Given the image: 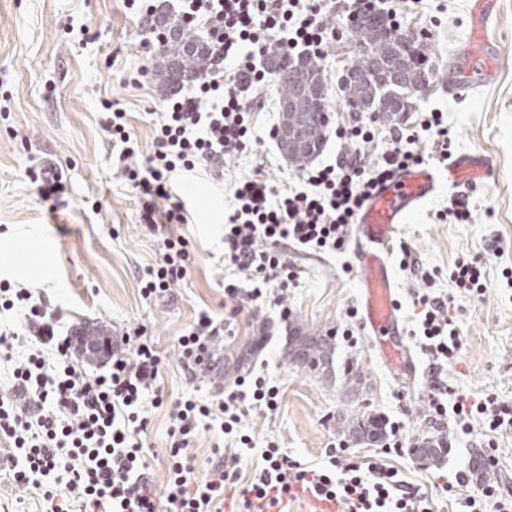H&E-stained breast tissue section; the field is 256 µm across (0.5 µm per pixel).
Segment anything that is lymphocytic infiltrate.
Wrapping results in <instances>:
<instances>
[{"mask_svg": "<svg viewBox=\"0 0 512 512\" xmlns=\"http://www.w3.org/2000/svg\"><path fill=\"white\" fill-rule=\"evenodd\" d=\"M410 0H182L180 22L194 30L207 51L203 75L187 93L168 95L152 120L153 141L140 156L123 109L104 112L100 124L112 141V166L135 192L139 221L160 234L162 258L146 268L144 299L171 293L188 275V240L177 234L189 210L176 178L199 169L224 175V161L242 157L256 139L247 102L271 74L264 65L273 53L288 60L306 55L321 61L335 38L328 19L335 9L347 18L382 17L400 31ZM433 138L437 166L448 163V129L443 114L417 113L407 124L387 130L384 147L374 157L339 153L335 162L301 166L298 186L279 187L260 175H243L229 184L230 212L224 224V266L231 274L224 294L231 314H238L237 279L253 282L251 300L262 288L288 289L297 281L283 250L295 245L317 252H344L358 209L377 182L400 168L424 164L421 133ZM422 348L433 360L450 359L460 347L459 331L448 315V302L433 293L416 295ZM0 311L17 315L39 352L16 363L8 393L0 397V438L11 447L6 460L17 483L42 491L45 512H71L80 501L83 512L110 503L112 512H224L227 482L242 477L240 457L216 464L198 476L185 455L204 420H219L222 434L247 446L251 439L239 425L248 408H278L280 390L261 376H243L216 401L191 397L176 401L169 432L168 478L162 493L147 480L148 464L141 435L146 427V400L161 404L153 393L162 358L141 328L125 330L117 348L86 372L77 354L80 328L61 329L42 293L26 284L0 282ZM223 326L199 313L178 339V366L186 379L211 369L213 343ZM428 406L436 419L453 416L469 433L473 415L490 430H512V405L491 397L469 403L447 382L433 381ZM327 463L311 468L271 444L253 466L243 491L245 512H283L295 490L340 504L341 512H430L424 496L383 464L346 461L344 448L326 450Z\"/></svg>", "mask_w": 512, "mask_h": 512, "instance_id": "obj_1", "label": "lymphocytic infiltrate"}]
</instances>
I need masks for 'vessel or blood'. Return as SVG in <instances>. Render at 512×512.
Returning a JSON list of instances; mask_svg holds the SVG:
<instances>
[{
    "mask_svg": "<svg viewBox=\"0 0 512 512\" xmlns=\"http://www.w3.org/2000/svg\"><path fill=\"white\" fill-rule=\"evenodd\" d=\"M498 13V0H468V34L456 46L440 78L453 95L467 96L496 79L501 55L495 33ZM492 173L489 157L476 151L449 156L444 169L407 167L380 180L357 212L353 242L362 324L372 348L397 377L414 378L417 367L405 343L401 307L394 297L391 254L395 236L441 188L458 193L484 182Z\"/></svg>",
    "mask_w": 512,
    "mask_h": 512,
    "instance_id": "b4317fda",
    "label": "vessel or blood"
}]
</instances>
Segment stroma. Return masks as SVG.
<instances>
[{"instance_id":"1","label":"stroma","mask_w":512,"mask_h":512,"mask_svg":"<svg viewBox=\"0 0 512 512\" xmlns=\"http://www.w3.org/2000/svg\"><path fill=\"white\" fill-rule=\"evenodd\" d=\"M467 0H417L402 29L427 36L435 69L449 62L467 28ZM336 38L321 62L331 122L355 119L338 80L352 66L359 47L348 35L343 15L329 19ZM95 35L85 42L79 31ZM150 24L127 7L126 0H0V281L26 282L41 291L62 326L92 323L121 338L140 327L157 346L164 366L156 387L160 407L149 408L142 436L143 453L155 487L167 480L171 404L195 395L214 399L233 386L235 375L221 372L188 383L177 368V339L198 313L215 317L224 309V217L228 195L218 183L196 175L182 183L191 217L182 225L190 241L188 276L172 300L142 297L140 273L160 261L158 236L139 222L131 188L113 171L111 147L98 124L103 104L119 103L129 115L130 131L140 154H149V113L159 111L164 81L159 56L145 42ZM502 57L494 85L460 98L445 94L438 83L413 95L411 110H441L453 151H479L493 163V175L474 188L475 220L470 224L438 221L448 203L440 191L425 203L415 221L403 225L392 260L396 298L405 329L415 326L411 297L431 288L450 298L449 315L460 330L456 357L442 363L441 376L458 393L476 401L491 395L512 404V287L503 276L512 270V0H501L497 21ZM253 122L260 137L251 154L229 159L231 179L254 171L275 185L292 182L295 171L276 142L267 139L279 112L265 105L279 101L277 83L260 89ZM59 163L67 176V204L52 209L27 176L31 168ZM480 258L485 267L483 293L455 288L449 274L460 258ZM408 267H401V259ZM299 275L283 305L273 301L245 304L218 339L225 362H233L253 342L261 348L246 364L280 389L275 412L250 409L241 422L252 446L241 452L243 469L261 460L268 442H276L305 465L326 460L329 444L345 442V457L359 464L393 466L401 479L419 489L431 512H456L460 498L473 487L453 483L458 471L484 466L485 481L503 497H512V432L488 431L481 418L471 421L470 435H458L454 424L439 426L426 406L431 359L416 340L408 346L417 360L415 380H395L371 348L356 318L358 269L352 252L318 257L288 251ZM288 320H281V313ZM314 334L333 339L331 375L295 366L284 357L292 334L291 320ZM353 329L348 343L343 329ZM375 411L400 423L404 452L381 444L345 441L344 415ZM447 433L452 448L439 465L422 464L417 441ZM39 489L21 485L0 472V512H42Z\"/></svg>"}]
</instances>
